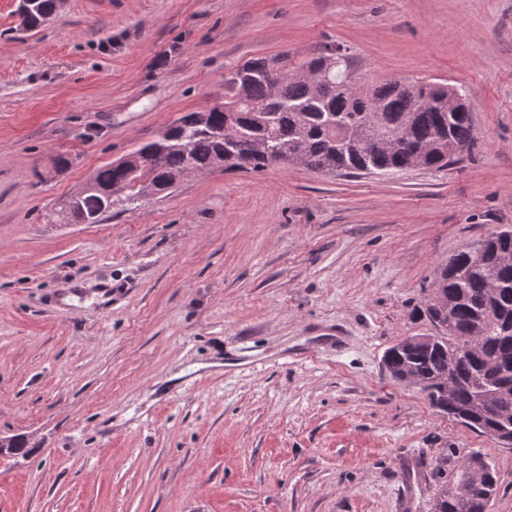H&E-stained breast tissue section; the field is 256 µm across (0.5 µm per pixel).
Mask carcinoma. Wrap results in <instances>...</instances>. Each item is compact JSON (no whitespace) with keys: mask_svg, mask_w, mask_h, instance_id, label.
Masks as SVG:
<instances>
[{"mask_svg":"<svg viewBox=\"0 0 512 512\" xmlns=\"http://www.w3.org/2000/svg\"><path fill=\"white\" fill-rule=\"evenodd\" d=\"M57 0H31L21 14L30 30L46 25ZM324 70L331 82L321 86L307 75ZM350 58L329 44L299 65L288 55L254 58L224 76V102L205 118L187 112L176 119L164 139L146 143L110 165L99 168L56 210L61 224H98L117 206L110 190L126 188L122 205L149 194L159 195L178 183L186 171L260 172L287 165L298 157L310 169L325 173L403 171L415 163L444 169L474 143L472 112L444 110L446 90L440 83L414 80L400 89L397 80L372 84L358 95ZM444 307L443 322L434 324L442 338L429 345H409L383 360L395 380L418 387L430 404L451 418L459 410H477L463 425L485 435L502 414L512 417V330L498 323L496 309L512 316V229L495 231L448 257L434 270L423 313ZM479 334V353L463 350ZM455 384L445 396L442 378ZM486 391L503 395L498 410L477 408ZM435 512H487L497 491L490 482L471 490L456 482L448 489V456L433 468Z\"/></svg>","mask_w":512,"mask_h":512,"instance_id":"cac0c4a2","label":"carcinoma"}]
</instances>
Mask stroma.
<instances>
[{"instance_id": "1", "label": "stroma", "mask_w": 512, "mask_h": 512, "mask_svg": "<svg viewBox=\"0 0 512 512\" xmlns=\"http://www.w3.org/2000/svg\"><path fill=\"white\" fill-rule=\"evenodd\" d=\"M0 0V512H433L431 467L512 447L390 378L448 257L512 227V0ZM343 46L359 80L463 87L441 171L192 176L59 224L96 169L224 96L248 60ZM68 167H53L56 156ZM343 325V351L321 338ZM25 13L20 14L22 23L27 29L34 30L46 25L53 17L57 8V0H30Z\"/></svg>"}]
</instances>
